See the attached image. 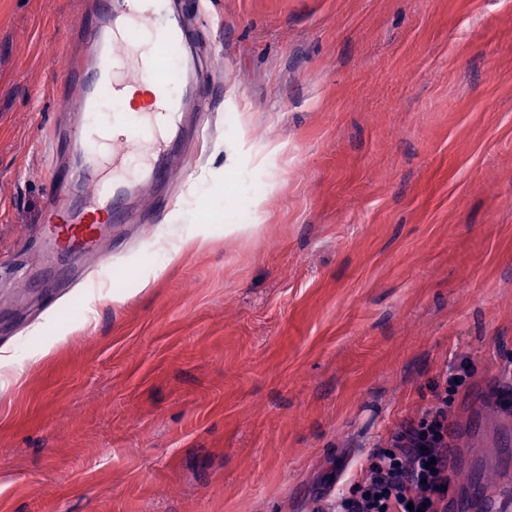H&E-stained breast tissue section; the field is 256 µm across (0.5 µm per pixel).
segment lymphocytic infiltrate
<instances>
[{
    "mask_svg": "<svg viewBox=\"0 0 512 512\" xmlns=\"http://www.w3.org/2000/svg\"><path fill=\"white\" fill-rule=\"evenodd\" d=\"M460 376V368L446 370L445 396L396 429L388 447L370 453L361 481L340 499V512H447V395Z\"/></svg>",
    "mask_w": 512,
    "mask_h": 512,
    "instance_id": "f902f5d3",
    "label": "lymphocytic infiltrate"
}]
</instances>
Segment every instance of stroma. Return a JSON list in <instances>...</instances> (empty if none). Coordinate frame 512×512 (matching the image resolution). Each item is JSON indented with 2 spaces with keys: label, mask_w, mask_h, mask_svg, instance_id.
Instances as JSON below:
<instances>
[{
  "label": "stroma",
  "mask_w": 512,
  "mask_h": 512,
  "mask_svg": "<svg viewBox=\"0 0 512 512\" xmlns=\"http://www.w3.org/2000/svg\"><path fill=\"white\" fill-rule=\"evenodd\" d=\"M89 0H0V512H315L512 366V0H209L223 67L158 222L40 247Z\"/></svg>",
  "instance_id": "obj_1"
}]
</instances>
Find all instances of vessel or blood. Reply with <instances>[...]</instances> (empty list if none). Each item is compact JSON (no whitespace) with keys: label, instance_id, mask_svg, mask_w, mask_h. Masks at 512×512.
<instances>
[{"label":"vessel or blood","instance_id":"b4317fda","mask_svg":"<svg viewBox=\"0 0 512 512\" xmlns=\"http://www.w3.org/2000/svg\"><path fill=\"white\" fill-rule=\"evenodd\" d=\"M74 27L88 55L70 68L63 99L78 115L67 132L73 162L48 175L42 236L80 259L97 253L113 226L139 223L134 198L168 179L187 140L203 139L187 116L212 108L193 87L216 58L196 50L198 32L172 0H98ZM479 509L512 512V486L484 489Z\"/></svg>","mask_w":512,"mask_h":512}]
</instances>
